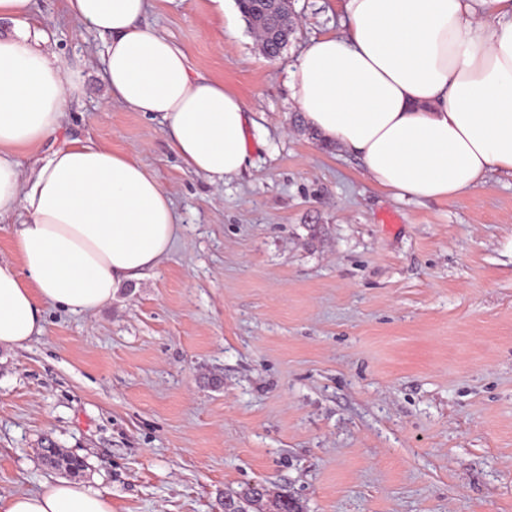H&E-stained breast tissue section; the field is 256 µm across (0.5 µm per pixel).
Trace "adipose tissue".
<instances>
[{"label": "adipose tissue", "instance_id": "obj_1", "mask_svg": "<svg viewBox=\"0 0 512 512\" xmlns=\"http://www.w3.org/2000/svg\"><path fill=\"white\" fill-rule=\"evenodd\" d=\"M32 0H0V221L18 216L0 258V346L41 335L42 308L94 313L175 241L172 201L135 155L69 141L21 173L17 158L57 136L82 95ZM148 0H66L103 36L109 100L158 115L187 170L219 185L248 157L246 107L192 74L184 51L141 25ZM292 99L327 142L360 158L398 197L445 200L512 174V0H343L342 30L310 39L288 72ZM0 512H112L79 482L0 495Z\"/></svg>", "mask_w": 512, "mask_h": 512}]
</instances>
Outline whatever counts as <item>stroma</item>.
Returning a JSON list of instances; mask_svg holds the SVG:
<instances>
[{
	"mask_svg": "<svg viewBox=\"0 0 512 512\" xmlns=\"http://www.w3.org/2000/svg\"><path fill=\"white\" fill-rule=\"evenodd\" d=\"M297 32L267 59L236 0H150L144 26L247 110L240 174L210 184L160 118L105 107L103 42L65 0L30 22L81 68L57 141L138 156L179 229L160 265L95 313L43 310L0 347V495L84 459L112 512H224L248 488L304 512H512V176L445 201L397 198L296 125L288 71L341 29L342 0H292ZM39 450L43 463L52 469L64 471L73 477L79 476L84 469V462L79 457L69 455L62 448H57L49 439L41 442Z\"/></svg>",
	"mask_w": 512,
	"mask_h": 512,
	"instance_id": "35a3bbf8",
	"label": "stroma"
}]
</instances>
